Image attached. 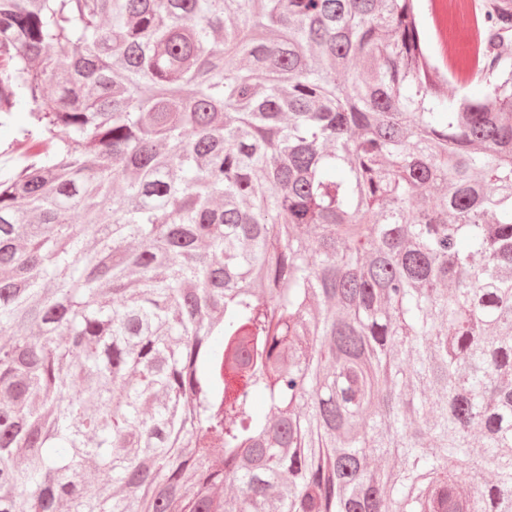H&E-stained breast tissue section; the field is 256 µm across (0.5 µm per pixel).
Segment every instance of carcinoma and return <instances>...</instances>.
Wrapping results in <instances>:
<instances>
[{"label": "carcinoma", "instance_id": "cac0c4a2", "mask_svg": "<svg viewBox=\"0 0 512 512\" xmlns=\"http://www.w3.org/2000/svg\"><path fill=\"white\" fill-rule=\"evenodd\" d=\"M469 25L0 0V512H512V0ZM430 0H421L415 2L416 11L420 16L423 24L424 38L430 48V51L434 58L440 62V42L435 36L434 29L429 18L428 5ZM20 121L10 127L0 128V171L3 173L5 170L17 165L19 157L23 153V148L13 144L17 135V125Z\"/></svg>", "mask_w": 512, "mask_h": 512}]
</instances>
